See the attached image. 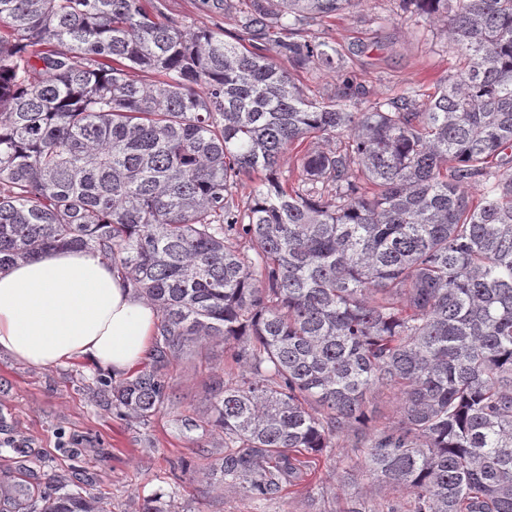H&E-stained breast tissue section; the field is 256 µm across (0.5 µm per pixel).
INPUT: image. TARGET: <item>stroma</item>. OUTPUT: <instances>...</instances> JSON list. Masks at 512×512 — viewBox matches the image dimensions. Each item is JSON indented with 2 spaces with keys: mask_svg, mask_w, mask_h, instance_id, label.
<instances>
[{
  "mask_svg": "<svg viewBox=\"0 0 512 512\" xmlns=\"http://www.w3.org/2000/svg\"><path fill=\"white\" fill-rule=\"evenodd\" d=\"M166 17L194 27L221 25L237 34L245 0L217 15L197 0H161ZM307 36L335 42L341 74L312 69L301 78L316 99L335 98L342 75L361 84L368 98L392 99L420 85L432 91L458 68L448 47L441 19L402 14L397 0H359L348 12L324 25L310 24ZM232 343L207 345L203 355H187L170 368L169 399L149 421H137L99 407L88 386L97 371L87 363L68 361L50 369L26 365L0 354V483L33 487L30 471L48 474L75 466L86 477L85 494L101 498L106 512H138L143 497L160 495L173 512H337L347 501H365L384 512L392 498L407 499L401 488H388L364 468V457L346 437L336 453L354 467L356 478L344 482L335 461L322 464L320 482L311 495L282 497L255 504L238 489L210 479L209 466L224 454V436L201 428L215 382L224 380ZM77 448V458L59 449ZM29 449L14 455L13 446ZM195 464L183 474L179 461Z\"/></svg>",
  "mask_w": 512,
  "mask_h": 512,
  "instance_id": "stroma-1",
  "label": "stroma"
}]
</instances>
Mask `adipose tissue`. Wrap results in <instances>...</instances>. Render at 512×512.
Wrapping results in <instances>:
<instances>
[{"instance_id": "ef3b65f1", "label": "adipose tissue", "mask_w": 512, "mask_h": 512, "mask_svg": "<svg viewBox=\"0 0 512 512\" xmlns=\"http://www.w3.org/2000/svg\"><path fill=\"white\" fill-rule=\"evenodd\" d=\"M157 312L95 254L46 249L0 271V353L121 375L152 350Z\"/></svg>"}]
</instances>
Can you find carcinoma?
Listing matches in <instances>:
<instances>
[{
    "instance_id": "cac0c4a2",
    "label": "carcinoma",
    "mask_w": 512,
    "mask_h": 512,
    "mask_svg": "<svg viewBox=\"0 0 512 512\" xmlns=\"http://www.w3.org/2000/svg\"><path fill=\"white\" fill-rule=\"evenodd\" d=\"M355 2L251 0L227 41L159 0H0V270L84 249L156 308L149 366L89 385L129 418L168 401L173 360L236 341L204 423L211 475L249 497L311 493L385 388L398 426L352 447L411 496L388 512H512V0H399L464 59L421 111L416 88L362 110L348 77L327 102L300 85L339 69L304 20ZM80 484L0 497L104 512Z\"/></svg>"
}]
</instances>
